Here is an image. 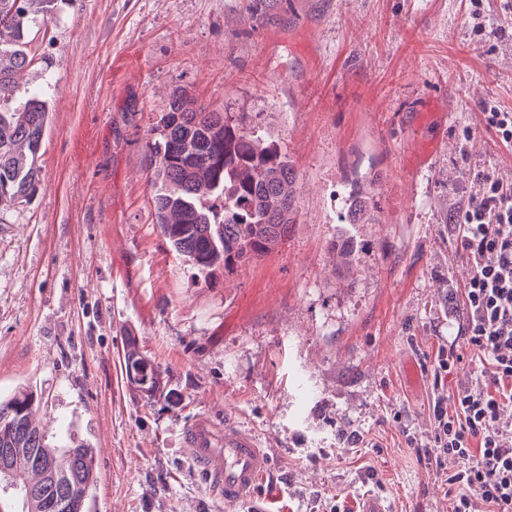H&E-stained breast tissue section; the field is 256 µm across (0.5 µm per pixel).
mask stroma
<instances>
[{
  "instance_id": "stroma-1",
  "label": "stroma",
  "mask_w": 512,
  "mask_h": 512,
  "mask_svg": "<svg viewBox=\"0 0 512 512\" xmlns=\"http://www.w3.org/2000/svg\"><path fill=\"white\" fill-rule=\"evenodd\" d=\"M55 0L17 95L49 108L31 203L0 208V396L30 388L48 442L97 450L96 512H450L424 448L452 375L448 296L469 274L449 224L512 153V0ZM277 141L297 180L288 235L208 277L156 223L147 142L174 92ZM369 221H348L351 186ZM354 262L345 265L342 248ZM136 341L155 398L130 382ZM200 415L273 461L226 510L193 469ZM484 113L485 127L492 131L505 146L512 147V112H502L496 106H490Z\"/></svg>"
}]
</instances>
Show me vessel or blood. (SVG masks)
I'll return each instance as SVG.
<instances>
[{"label": "vessel or blood", "instance_id": "obj_1", "mask_svg": "<svg viewBox=\"0 0 512 512\" xmlns=\"http://www.w3.org/2000/svg\"><path fill=\"white\" fill-rule=\"evenodd\" d=\"M185 443L192 465L206 475L210 490L228 506L250 501L271 467L252 433L231 424L216 425L205 415L188 426Z\"/></svg>", "mask_w": 512, "mask_h": 512}]
</instances>
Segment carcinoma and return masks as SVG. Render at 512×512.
I'll list each match as a JSON object with an SVG mask.
<instances>
[{
	"instance_id": "obj_1",
	"label": "carcinoma",
	"mask_w": 512,
	"mask_h": 512,
	"mask_svg": "<svg viewBox=\"0 0 512 512\" xmlns=\"http://www.w3.org/2000/svg\"><path fill=\"white\" fill-rule=\"evenodd\" d=\"M54 0H0V204L28 202L40 181L38 158L48 126L45 100L16 107L14 75L30 67L29 30L47 23ZM148 141L158 188L157 224L173 250L201 272L229 273L261 258L288 235L296 175L280 145L247 130L229 112L189 106L175 93ZM130 379L146 396L157 390L155 370L135 343L127 346ZM33 394L0 398V448L12 449L11 472L21 487L22 512H51L58 497L77 496L93 512L95 449L51 446L31 420Z\"/></svg>"
}]
</instances>
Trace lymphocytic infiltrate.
Returning <instances> with one entry per match:
<instances>
[{
	"instance_id": "obj_1",
	"label": "lymphocytic infiltrate",
	"mask_w": 512,
	"mask_h": 512,
	"mask_svg": "<svg viewBox=\"0 0 512 512\" xmlns=\"http://www.w3.org/2000/svg\"><path fill=\"white\" fill-rule=\"evenodd\" d=\"M475 181L466 208L451 219L470 268L465 316L438 365L455 371L466 345L485 360L479 378L453 393V411L436 408L429 455L450 462L441 479L451 512H512V426L500 422L504 404L512 403V179L481 171Z\"/></svg>"
}]
</instances>
